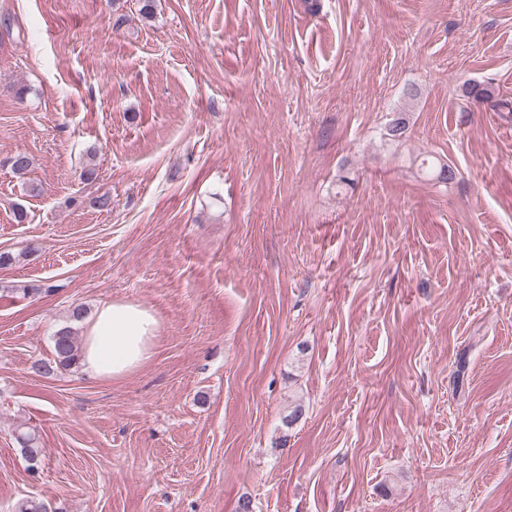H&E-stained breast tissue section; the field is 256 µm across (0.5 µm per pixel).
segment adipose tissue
<instances>
[{
  "mask_svg": "<svg viewBox=\"0 0 512 512\" xmlns=\"http://www.w3.org/2000/svg\"><path fill=\"white\" fill-rule=\"evenodd\" d=\"M83 325L80 367L96 381H117L140 369L159 332L152 310L124 301L102 302Z\"/></svg>",
  "mask_w": 512,
  "mask_h": 512,
  "instance_id": "adipose-tissue-1",
  "label": "adipose tissue"
}]
</instances>
